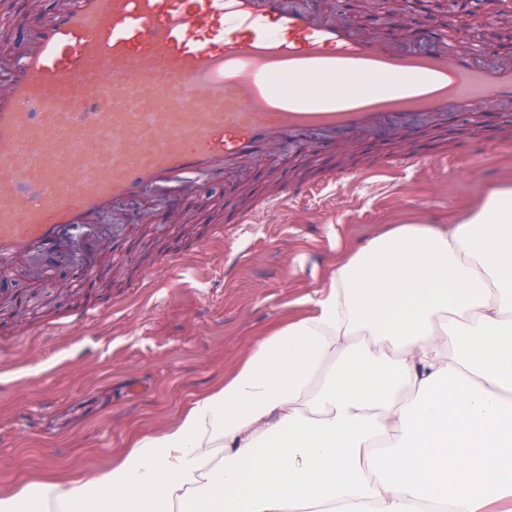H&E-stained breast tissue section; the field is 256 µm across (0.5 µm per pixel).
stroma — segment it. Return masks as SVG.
Here are the masks:
<instances>
[{"mask_svg":"<svg viewBox=\"0 0 512 512\" xmlns=\"http://www.w3.org/2000/svg\"><path fill=\"white\" fill-rule=\"evenodd\" d=\"M425 162L388 165L398 141L352 150L283 153L225 176L211 197L187 196L178 226L126 224L93 278L56 260L45 287L39 258L0 280V489L110 465L136 434L161 429L237 358L296 313L345 251L397 224H454L492 189L512 188V112L477 124H407ZM374 165L331 183L329 173ZM290 183L310 186L287 208L245 224L236 215ZM414 205H405V197ZM182 264L147 281L160 258ZM77 310L88 319L70 328Z\"/></svg>","mask_w":512,"mask_h":512,"instance_id":"1","label":"stroma"}]
</instances>
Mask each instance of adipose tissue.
<instances>
[{"instance_id": "1", "label": "adipose tissue", "mask_w": 512, "mask_h": 512, "mask_svg": "<svg viewBox=\"0 0 512 512\" xmlns=\"http://www.w3.org/2000/svg\"><path fill=\"white\" fill-rule=\"evenodd\" d=\"M112 465L0 512H485L512 499V190L346 252Z\"/></svg>"}]
</instances>
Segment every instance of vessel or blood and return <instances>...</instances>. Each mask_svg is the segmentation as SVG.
<instances>
[{
    "label": "vessel or blood",
    "instance_id": "obj_1",
    "mask_svg": "<svg viewBox=\"0 0 512 512\" xmlns=\"http://www.w3.org/2000/svg\"><path fill=\"white\" fill-rule=\"evenodd\" d=\"M364 34L315 0H63L0 54V272L107 214L178 223L184 195L298 144L395 135L413 114L512 111V60Z\"/></svg>",
    "mask_w": 512,
    "mask_h": 512
}]
</instances>
